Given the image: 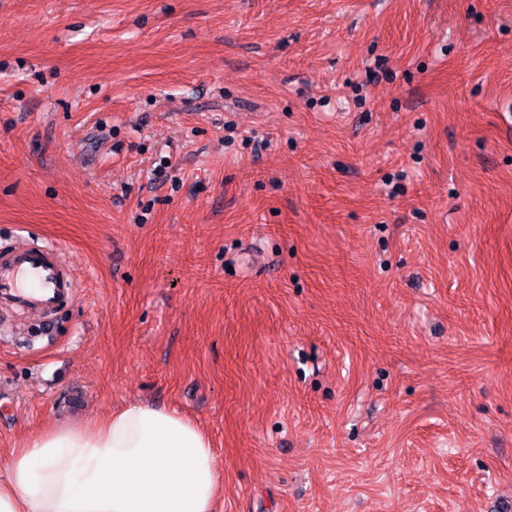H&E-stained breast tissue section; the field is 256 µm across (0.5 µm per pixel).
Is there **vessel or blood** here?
<instances>
[{
	"mask_svg": "<svg viewBox=\"0 0 512 512\" xmlns=\"http://www.w3.org/2000/svg\"><path fill=\"white\" fill-rule=\"evenodd\" d=\"M74 275L64 250L19 241L0 253V305L47 315L70 301Z\"/></svg>",
	"mask_w": 512,
	"mask_h": 512,
	"instance_id": "obj_1",
	"label": "vessel or blood"
}]
</instances>
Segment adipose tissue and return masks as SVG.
Listing matches in <instances>:
<instances>
[{
    "mask_svg": "<svg viewBox=\"0 0 512 512\" xmlns=\"http://www.w3.org/2000/svg\"><path fill=\"white\" fill-rule=\"evenodd\" d=\"M222 477L196 423L131 401L14 449L0 469V512H215Z\"/></svg>",
    "mask_w": 512,
    "mask_h": 512,
    "instance_id": "adipose-tissue-1",
    "label": "adipose tissue"
}]
</instances>
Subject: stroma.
<instances>
[{"instance_id": "35a3bbf8", "label": "stroma", "mask_w": 512, "mask_h": 512, "mask_svg": "<svg viewBox=\"0 0 512 512\" xmlns=\"http://www.w3.org/2000/svg\"><path fill=\"white\" fill-rule=\"evenodd\" d=\"M0 466L158 404L219 512L512 508V0H0ZM75 293L74 275L64 250L56 245L21 240L0 253V302L41 315L39 326L46 331V315L70 301Z\"/></svg>"}]
</instances>
